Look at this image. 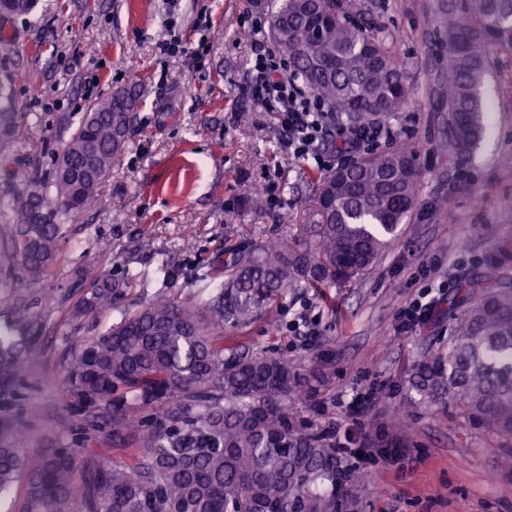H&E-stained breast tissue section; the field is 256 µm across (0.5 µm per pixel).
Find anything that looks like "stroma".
Here are the masks:
<instances>
[{"instance_id":"1","label":"stroma","mask_w":512,"mask_h":512,"mask_svg":"<svg viewBox=\"0 0 512 512\" xmlns=\"http://www.w3.org/2000/svg\"><path fill=\"white\" fill-rule=\"evenodd\" d=\"M359 2L394 46L409 89L407 106L379 117L384 135L363 147L416 149V205L354 280L285 291L226 334L300 362L311 383L306 420L349 431L340 461L365 477L349 483L336 512H512V437L453 408L408 406L405 375L427 348L447 342L448 298L463 276L492 269L512 278V216L500 209L512 198V54L496 58L485 83L479 148L457 159L445 146L439 0ZM172 39L189 55H161ZM259 39L271 41L269 21L245 0H36L31 12L0 16V92L17 114L16 141L0 152V328L22 311L34 347L14 390L17 402L39 408L26 447L75 441L79 420L60 384L68 348L134 303L204 302L219 286L211 261L226 248L270 238L310 245L317 179L340 159L282 152L278 113L259 111L244 92ZM129 87L134 121L98 204L67 222L56 261L40 288H28V273L6 251L20 197L14 170L49 180L83 113ZM98 278L126 288L96 319H74ZM414 299L434 310L415 331L399 332L398 312ZM304 318L317 331L310 342L296 329ZM365 390L373 408L350 417L353 394ZM394 447L406 452L395 466L385 456Z\"/></svg>"}]
</instances>
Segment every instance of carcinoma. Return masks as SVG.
Listing matches in <instances>:
<instances>
[{
	"label": "carcinoma",
	"mask_w": 512,
	"mask_h": 512,
	"mask_svg": "<svg viewBox=\"0 0 512 512\" xmlns=\"http://www.w3.org/2000/svg\"><path fill=\"white\" fill-rule=\"evenodd\" d=\"M33 0H0V14ZM271 27L294 75L354 126L401 111L400 61L371 31L357 0H280ZM447 52L448 146L470 155L482 140V87L494 54L512 53V0H448L439 18ZM136 99L115 92L86 112L63 143L44 188L24 180L10 249L40 285L65 223L96 199L126 144ZM16 113L0 111V149ZM420 170L399 145L319 177L310 247L273 242L212 260L220 288L205 303L155 301L82 341L68 356L66 399L80 424L112 427V459L62 445L33 453L17 443L26 409L8 400L24 336H0V497L24 479L13 512H336V441L302 423L307 379L288 358L224 343L283 290L345 284L367 270L411 215ZM120 283L98 279L73 317L108 310ZM448 343L421 356L409 388L420 404H455L487 431L512 436V282L493 270L449 299Z\"/></svg>",
	"instance_id": "carcinoma-1"
}]
</instances>
